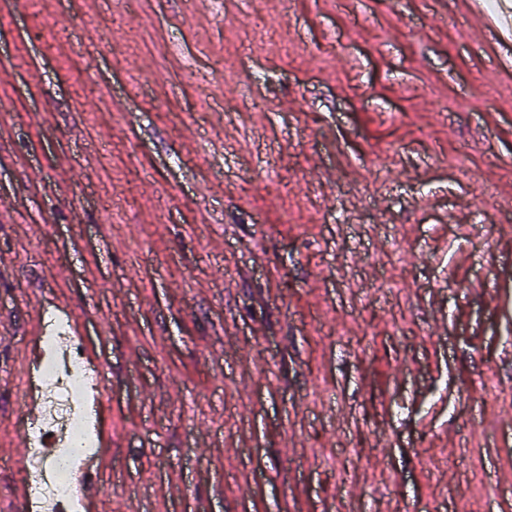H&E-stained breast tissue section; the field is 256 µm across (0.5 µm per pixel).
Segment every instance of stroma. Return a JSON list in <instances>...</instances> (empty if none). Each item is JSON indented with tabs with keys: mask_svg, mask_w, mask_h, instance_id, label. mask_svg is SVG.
<instances>
[{
	"mask_svg": "<svg viewBox=\"0 0 512 512\" xmlns=\"http://www.w3.org/2000/svg\"><path fill=\"white\" fill-rule=\"evenodd\" d=\"M496 14L0 0V453L63 300L97 512H512Z\"/></svg>",
	"mask_w": 512,
	"mask_h": 512,
	"instance_id": "obj_1",
	"label": "stroma"
}]
</instances>
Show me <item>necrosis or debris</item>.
I'll use <instances>...</instances> for the list:
<instances>
[{"mask_svg": "<svg viewBox=\"0 0 512 512\" xmlns=\"http://www.w3.org/2000/svg\"><path fill=\"white\" fill-rule=\"evenodd\" d=\"M46 349L36 366L44 392L43 412L30 429L29 460L23 471L33 512H73L80 497L76 476L84 464L76 457L60 465L63 449L89 439L96 379L77 337L68 327L48 331Z\"/></svg>", "mask_w": 512, "mask_h": 512, "instance_id": "1", "label": "necrosis or debris"}]
</instances>
